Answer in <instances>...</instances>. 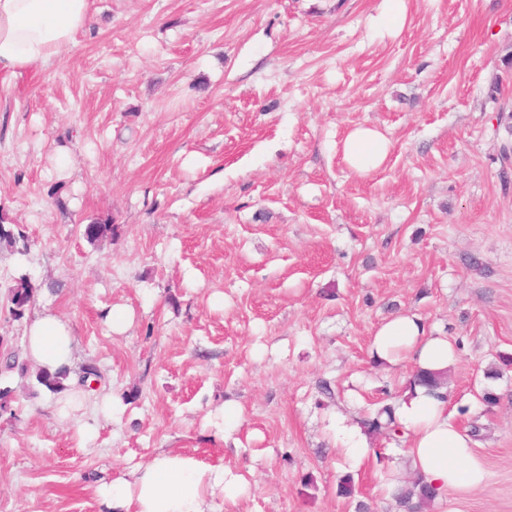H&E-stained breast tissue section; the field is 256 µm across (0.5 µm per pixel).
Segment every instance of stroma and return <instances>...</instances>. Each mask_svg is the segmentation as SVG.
Returning a JSON list of instances; mask_svg holds the SVG:
<instances>
[{"mask_svg": "<svg viewBox=\"0 0 512 512\" xmlns=\"http://www.w3.org/2000/svg\"><path fill=\"white\" fill-rule=\"evenodd\" d=\"M382 4L90 0L62 59L9 79L0 217L30 249L0 246V512H106L98 483L163 449L246 478L223 512H399L404 437H369L355 468L330 425L403 395L411 361L370 351L401 313L455 345L448 410L489 474L429 512H512V0H405L393 32ZM360 124L391 142L367 176L342 159ZM23 274L39 290L17 320ZM45 307L74 328V372L121 402L86 414L92 441L5 367ZM227 403L243 418L222 432Z\"/></svg>", "mask_w": 512, "mask_h": 512, "instance_id": "stroma-1", "label": "stroma"}]
</instances>
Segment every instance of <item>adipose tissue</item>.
Returning <instances> with one entry per match:
<instances>
[{
  "label": "adipose tissue",
  "instance_id": "obj_1",
  "mask_svg": "<svg viewBox=\"0 0 512 512\" xmlns=\"http://www.w3.org/2000/svg\"><path fill=\"white\" fill-rule=\"evenodd\" d=\"M90 22L89 0H0V71L14 76L62 58ZM389 149L386 135L359 125L345 136L343 160L363 176L381 168ZM25 336V357L35 366L52 373L72 367L76 337L53 310L36 315ZM370 348L378 360L395 364L406 358L424 371L444 373L456 361L447 337L426 335L421 320L411 315L381 324ZM393 419L408 441L412 472L437 496L485 484L487 472L472 451L473 441L451 420L446 402L416 386L394 404ZM98 492L112 512H218V502L237 503L248 486L229 469L162 450L138 465L130 479L100 485Z\"/></svg>",
  "mask_w": 512,
  "mask_h": 512
}]
</instances>
